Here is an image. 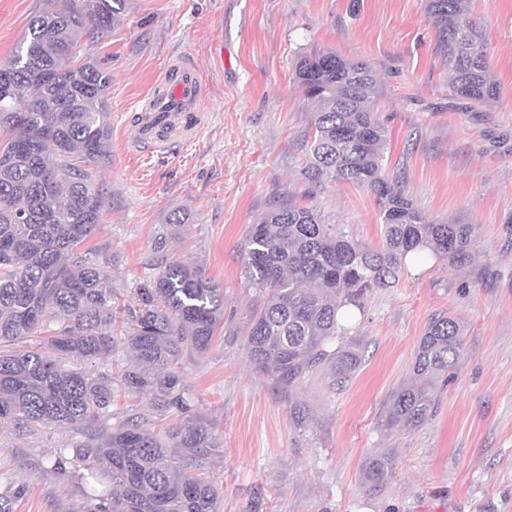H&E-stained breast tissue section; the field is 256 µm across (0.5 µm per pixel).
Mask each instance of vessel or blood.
<instances>
[{"mask_svg": "<svg viewBox=\"0 0 512 512\" xmlns=\"http://www.w3.org/2000/svg\"><path fill=\"white\" fill-rule=\"evenodd\" d=\"M204 92L200 73L187 54L176 56L156 82L136 125L137 142L167 150L192 137L201 125Z\"/></svg>", "mask_w": 512, "mask_h": 512, "instance_id": "1", "label": "vessel or blood"}]
</instances>
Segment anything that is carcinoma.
I'll return each instance as SVG.
<instances>
[{"mask_svg": "<svg viewBox=\"0 0 512 512\" xmlns=\"http://www.w3.org/2000/svg\"><path fill=\"white\" fill-rule=\"evenodd\" d=\"M470 0H425V13L448 73L451 96L487 103L500 85ZM127 0H43L19 47L0 62V425L35 434L77 428L79 478L92 512H220V491L203 473L216 450L214 424L191 415L185 358L212 344L224 316V289L183 260L163 261L124 307L110 262L82 250L95 233L105 192L86 166L106 158L110 127L102 95L111 71L74 64L83 34L119 23ZM295 82L316 104L306 174L369 187L377 197L382 245L368 249L323 223L316 209L289 206L252 225L242 261L263 294L244 342L246 357L293 391L326 371L344 389L361 364L354 341L329 349L344 326L343 308L363 310L368 294L399 280L406 255L428 247L461 262L473 247L469 224H431L384 168L388 130L373 112L378 89L367 63L333 51L298 57ZM466 325L455 315L429 322L413 364L414 382L390 396L383 425L410 431L435 406V384L462 356ZM24 341L27 349L13 350ZM126 352L119 375L96 364ZM124 391L178 417L162 433L113 409ZM392 462H368L379 490Z\"/></svg>", "mask_w": 512, "mask_h": 512, "instance_id": "cac0c4a2", "label": "carcinoma"}]
</instances>
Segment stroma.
<instances>
[{"label": "stroma", "mask_w": 512, "mask_h": 512, "mask_svg": "<svg viewBox=\"0 0 512 512\" xmlns=\"http://www.w3.org/2000/svg\"><path fill=\"white\" fill-rule=\"evenodd\" d=\"M41 0H0V61L21 42ZM484 30L495 101L452 99L423 0H128L127 12L82 53L112 73L104 93L111 137L93 168L107 200L89 248L112 257V284L134 288L164 258L182 257L224 288V330L186 359L193 413L211 420L218 452L207 472L223 512H512V0H471ZM329 50L369 63L374 104L390 131L388 174L426 221L470 224L472 258L430 260L379 288L345 332L363 363L344 390L327 376L282 390L243 344L262 296L243 270L252 224L291 203L375 249L379 206L365 187L304 175L314 106L293 80L295 58ZM189 52L206 88L197 136L170 152L134 148L135 119L170 59ZM180 215L164 248L158 229ZM460 316L463 357L420 427L383 429L388 396L410 380L432 317ZM76 429L25 435L0 427V488L21 487L10 512H85L79 482L54 454ZM391 456L371 491L367 459Z\"/></svg>", "instance_id": "obj_1"}]
</instances>
